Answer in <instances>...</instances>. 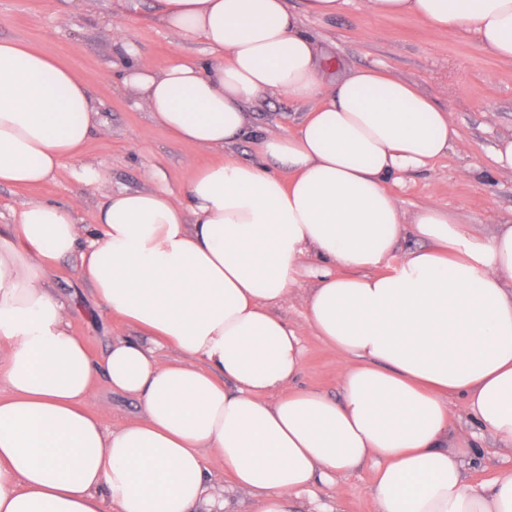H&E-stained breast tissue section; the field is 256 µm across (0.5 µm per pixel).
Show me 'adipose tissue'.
I'll return each instance as SVG.
<instances>
[{"label":"adipose tissue","instance_id":"ef3b65f1","mask_svg":"<svg viewBox=\"0 0 512 512\" xmlns=\"http://www.w3.org/2000/svg\"><path fill=\"white\" fill-rule=\"evenodd\" d=\"M471 37L512 61V0H366ZM209 61L144 68L126 24L123 88L173 139L258 158L194 169L184 200L108 195L98 222L34 200L0 233V512H234L208 494L228 474L253 512H292L302 494L349 492L375 465L376 512H512V467L468 481L448 439L457 408L512 447V218L479 237L446 208L405 213L395 174L460 142L448 109L376 69L329 78L288 0H152ZM307 105L296 127L254 137L246 104ZM88 87L47 55L0 40V184L32 187L104 132ZM420 248L396 250L402 237ZM74 257L98 303L138 332L102 359L70 330L47 284ZM308 327L335 354L339 397L301 389V337L276 315L300 285ZM141 414L105 427L98 377Z\"/></svg>","mask_w":512,"mask_h":512}]
</instances>
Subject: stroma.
Segmentation results:
<instances>
[{
  "mask_svg": "<svg viewBox=\"0 0 512 512\" xmlns=\"http://www.w3.org/2000/svg\"><path fill=\"white\" fill-rule=\"evenodd\" d=\"M302 28L319 48L338 59L344 69L378 68L415 85L449 110L461 134L459 150L436 159L429 170L399 174L388 189L401 210L410 212L436 203L468 224L472 233L486 237L501 220L512 216V172L494 169L491 152L500 139L512 138V62L488 55L472 39L453 38L408 16L381 19L371 15L364 0H346L336 16L316 18L303 11V0H288ZM124 21L131 30L138 62L153 68L183 58L207 59L203 43L185 45L169 32L150 9V0H0V40L30 46L71 69L100 104L108 131L93 135L79 160L65 163L48 181L30 188L0 186V230L14 223L24 202L41 199L75 203L84 224L97 221L105 196L119 189H149L145 173L160 170L163 184L182 196L193 168L222 159L250 161L252 142L241 140L213 151L175 141L152 126L138 109L118 76L126 64L112 43V26ZM493 117H486V109ZM307 107L285 96H269L246 105V119L258 134L281 135ZM477 176H465L470 166ZM101 175L87 182L82 169ZM49 284L72 308L71 331L80 336L93 357H102L112 340L133 336V329L98 305L91 285L71 259L58 262ZM296 327L304 349L299 383L335 397L339 394L340 367L335 355L314 336L304 320L300 298L278 310ZM87 411L112 426L140 412L136 399L112 391L97 380ZM457 426L463 439H476L483 449L467 474L475 480L491 478L512 466V447H500L488 434L477 433L466 418ZM375 469L365 463L347 476L351 492L335 504L334 512H375L370 494Z\"/></svg>",
  "mask_w": 512,
  "mask_h": 512,
  "instance_id": "35a3bbf8",
  "label": "stroma"
}]
</instances>
